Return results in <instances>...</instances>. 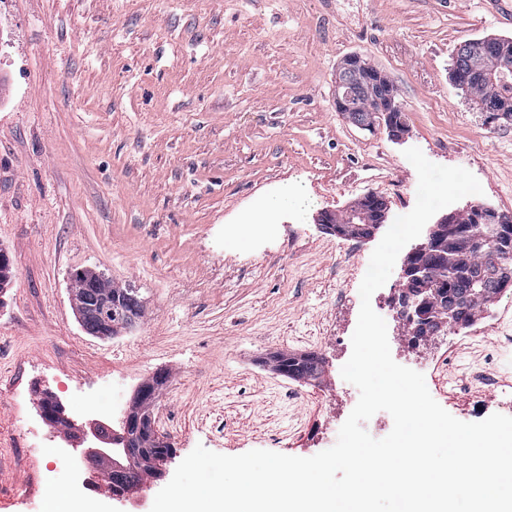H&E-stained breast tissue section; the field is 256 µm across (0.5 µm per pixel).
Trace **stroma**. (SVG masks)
I'll use <instances>...</instances> for the list:
<instances>
[{"mask_svg": "<svg viewBox=\"0 0 512 512\" xmlns=\"http://www.w3.org/2000/svg\"><path fill=\"white\" fill-rule=\"evenodd\" d=\"M497 0H0V248L14 275L0 296V512H44L45 468L74 489L76 441L46 425L41 391L75 423L94 386L125 378L121 406L168 376L155 427L175 449H261L310 457L332 447L359 398L341 376L357 287L378 237L326 232L373 192L385 224L414 203L404 152L469 170L483 192L456 202L512 216V124L488 122L457 89V48L512 38ZM390 78L407 132L369 131L335 105L343 59ZM310 206L269 209L291 188ZM262 222L259 237L225 239ZM137 289L144 315L110 339L88 335L72 275ZM395 362L422 373L453 417L477 422L512 400V290L471 325L425 344L401 330ZM314 353L312 382L271 369ZM61 455L41 454L42 435ZM159 481L125 501L106 484L94 512H150Z\"/></svg>", "mask_w": 512, "mask_h": 512, "instance_id": "35a3bbf8", "label": "stroma"}]
</instances>
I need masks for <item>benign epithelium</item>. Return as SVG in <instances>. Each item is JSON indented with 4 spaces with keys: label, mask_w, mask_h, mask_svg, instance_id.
<instances>
[{
    "label": "benign epithelium",
    "mask_w": 512,
    "mask_h": 512,
    "mask_svg": "<svg viewBox=\"0 0 512 512\" xmlns=\"http://www.w3.org/2000/svg\"><path fill=\"white\" fill-rule=\"evenodd\" d=\"M497 58L499 73H512V49L494 44L483 52ZM479 71L476 67L467 70L453 69L452 78L455 85L466 91L471 86L474 76ZM368 98L370 111L380 119L386 120L385 127L391 137L399 139L405 133L403 118L394 117V113L403 112L395 100L392 83L388 75L369 64L361 55L349 56L339 72L336 81V109L340 112H358L361 99ZM353 216L364 224V238L372 237L384 221L387 211L386 201L379 195L367 193L352 204ZM470 224H489L494 227L493 239L498 246L507 249L512 246V217L504 216L497 210L484 206L472 205L462 211L444 215L428 230L424 242L416 245L403 266L399 283L406 284L391 301V308L396 311L413 333L427 329L432 322V310L429 300L437 290L445 287L448 276L435 269L434 264L425 262V258L440 254L442 245L448 241V235L461 230V219ZM109 278L100 272L82 277V287L76 290L75 302L80 306L87 321L98 324L100 336L112 335V320L99 313L101 303L96 301L98 290ZM318 365L317 355L302 358H288L282 354L273 360L276 371L288 375L292 364ZM163 376L157 374L144 381L134 394L127 409L124 427L123 461L112 458V449L88 447L83 452L104 459L114 471L112 498L123 501L127 495L120 475L122 469L138 466L156 480L167 474L166 465L173 456V444L161 436L155 428L153 406Z\"/></svg>",
    "instance_id": "benign-epithelium-1"
}]
</instances>
